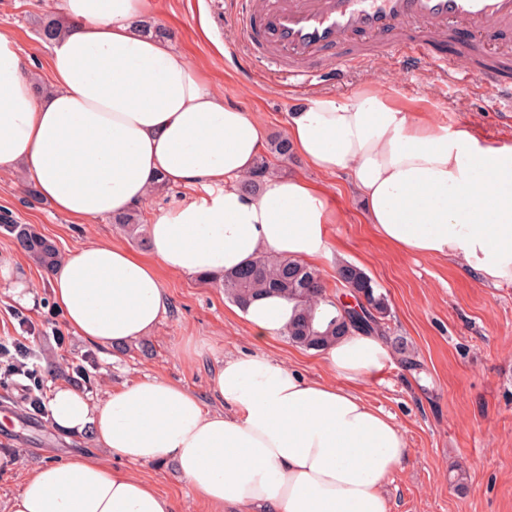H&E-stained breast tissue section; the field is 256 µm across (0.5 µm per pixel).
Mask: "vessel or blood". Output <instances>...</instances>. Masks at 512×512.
Listing matches in <instances>:
<instances>
[{
    "label": "vessel or blood",
    "mask_w": 512,
    "mask_h": 512,
    "mask_svg": "<svg viewBox=\"0 0 512 512\" xmlns=\"http://www.w3.org/2000/svg\"><path fill=\"white\" fill-rule=\"evenodd\" d=\"M235 22L254 49L295 61L293 76L341 84L357 40L399 51L409 73L454 30L466 37L464 54L502 55L500 38L512 33V0H241Z\"/></svg>",
    "instance_id": "obj_1"
}]
</instances>
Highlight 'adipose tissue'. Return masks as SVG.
<instances>
[{
	"mask_svg": "<svg viewBox=\"0 0 512 512\" xmlns=\"http://www.w3.org/2000/svg\"><path fill=\"white\" fill-rule=\"evenodd\" d=\"M64 11L47 93L0 33V174L21 172L77 220L121 215L161 180L193 190L151 219L149 258L95 241L50 271L52 299L76 336L109 349L151 334L168 311L163 270L206 279L262 253L310 265L329 254L328 227L342 216L307 179L243 188L263 124L225 104L170 39L144 31L152 0H64ZM286 137L309 168L351 173L368 224L400 252L512 284V145L483 143L372 86L349 100L310 99L289 114ZM236 314L266 343L284 336L294 304L270 293ZM321 359L326 380L261 351L227 358L211 379L214 410L159 378L99 398L57 383L53 428L94 450L30 471L8 512H174L133 471L168 461L212 512H389L384 481L407 443L394 416L356 390L390 364L389 348L358 332Z\"/></svg>",
	"mask_w": 512,
	"mask_h": 512,
	"instance_id": "1",
	"label": "adipose tissue"
}]
</instances>
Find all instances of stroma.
<instances>
[{"instance_id": "35a3bbf8", "label": "stroma", "mask_w": 512, "mask_h": 512, "mask_svg": "<svg viewBox=\"0 0 512 512\" xmlns=\"http://www.w3.org/2000/svg\"><path fill=\"white\" fill-rule=\"evenodd\" d=\"M154 10L157 23L223 93L225 103L256 115L267 138L284 134L289 113L314 96L349 99L372 83L397 92L411 106L426 105L437 122L468 126L481 140H512V118L499 111L484 86L460 88L436 65H424L410 77L378 52L352 67L343 84L315 80L299 90L275 65L242 68L245 38L234 22V0H154ZM62 15V0H0V32L22 47L43 88L49 84L48 52L36 21ZM279 172L303 176L345 216L330 225L331 252L317 264L328 295H342L336 269L351 263L388 299L383 337L394 362L358 391L394 416L408 443L406 460L385 482L390 512H512V285L495 288L463 264L397 251L367 224L348 174L313 171L296 156ZM26 189L21 174L0 175V211L33 225L60 251L103 238L149 255L148 243L111 219L71 221ZM0 255L21 259L36 300L32 308L18 304L0 280V342L23 343L38 355L41 398H48L59 379L96 397L156 377L181 383L206 401L219 363L258 348L309 377L327 375L317 351L284 338L255 345L223 289L174 273L162 276L170 304L157 330L101 350L68 329L44 270L1 233ZM76 364L85 366V374L73 372ZM28 384L17 376L0 380V512H7L27 472L92 448L86 439L65 440L46 409H33ZM137 472L172 500L174 512H209L179 480L174 464H146Z\"/></svg>"}]
</instances>
